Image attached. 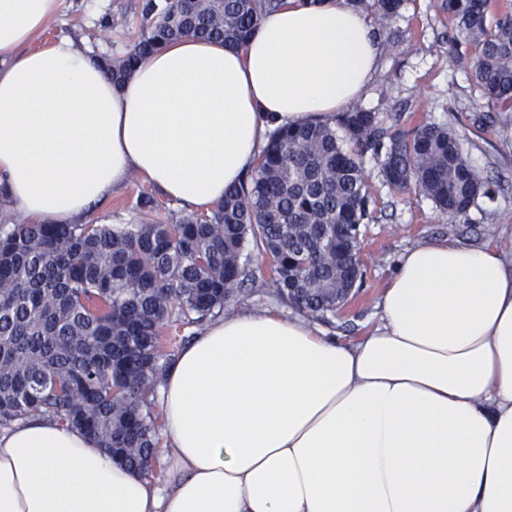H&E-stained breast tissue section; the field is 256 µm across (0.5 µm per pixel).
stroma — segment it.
<instances>
[{
  "mask_svg": "<svg viewBox=\"0 0 512 512\" xmlns=\"http://www.w3.org/2000/svg\"><path fill=\"white\" fill-rule=\"evenodd\" d=\"M136 0H64L59 17L31 42V49L48 46L68 33L106 48L123 45L135 34ZM442 0H404L399 14L376 33L381 55L376 74L359 101L360 106L394 116L399 129L428 124L453 126L464 141L469 163L486 179L488 194L468 212L440 210L426 196L397 193L382 181L379 167L366 159L365 167L375 198L371 217L361 227L363 279L349 303L327 323L332 334L347 339L362 335L378 320L377 303L405 248L422 240L452 239L466 246L484 243L512 249V111L489 106L475 88L469 67L453 62L452 53L470 55L466 43H453L456 25L442 9ZM122 15L112 30L95 29L105 11ZM150 183L136 178L126 188L94 204L90 218L100 224L134 222L133 204ZM255 279L233 306L283 308L270 281V265L256 259Z\"/></svg>",
  "mask_w": 512,
  "mask_h": 512,
  "instance_id": "1",
  "label": "stroma"
}]
</instances>
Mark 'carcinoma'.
I'll return each mask as SVG.
<instances>
[{
  "mask_svg": "<svg viewBox=\"0 0 512 512\" xmlns=\"http://www.w3.org/2000/svg\"><path fill=\"white\" fill-rule=\"evenodd\" d=\"M379 21L403 0H348ZM281 0H140L138 39L105 54L121 82L150 54L183 37L246 41ZM442 0L475 48L456 56L487 102L512 109V5ZM383 181L464 214L485 193L455 130L427 124L388 131L378 112L354 107L334 125L312 122L269 135L257 166L204 214L158 220L142 192L131 224L0 226V427L52 417L93 437L128 468L153 472L161 423L155 390L185 337L164 333L224 314L254 278L253 256L271 260L277 295L306 316L335 315L359 269L360 225L373 203L366 156Z\"/></svg>",
  "mask_w": 512,
  "mask_h": 512,
  "instance_id": "1",
  "label": "carcinoma"
}]
</instances>
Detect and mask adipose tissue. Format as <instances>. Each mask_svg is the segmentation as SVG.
<instances>
[{
    "label": "adipose tissue",
    "mask_w": 512,
    "mask_h": 512,
    "mask_svg": "<svg viewBox=\"0 0 512 512\" xmlns=\"http://www.w3.org/2000/svg\"><path fill=\"white\" fill-rule=\"evenodd\" d=\"M63 0H0V185L17 213L84 221L140 176L212 209L272 130L334 122L380 56L347 0H285L239 47L186 38L122 86L69 36ZM376 325L341 341L300 314L208 323L161 385L163 475L49 418L0 430V512H512V253L407 248Z\"/></svg>",
    "instance_id": "obj_1"
}]
</instances>
